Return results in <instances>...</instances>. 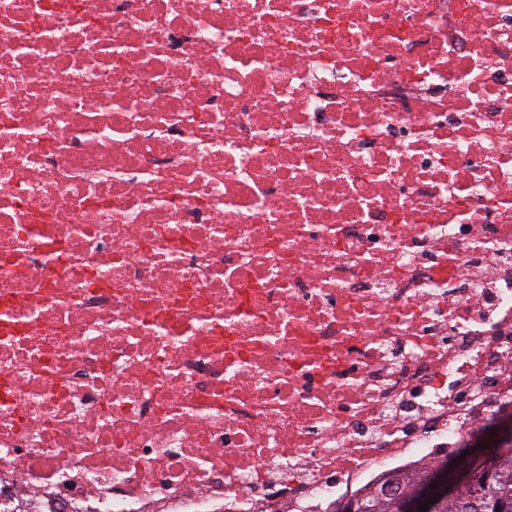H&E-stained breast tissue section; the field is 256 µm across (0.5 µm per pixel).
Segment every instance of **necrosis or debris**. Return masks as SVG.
Segmentation results:
<instances>
[{"label":"necrosis or debris","instance_id":"obj_1","mask_svg":"<svg viewBox=\"0 0 512 512\" xmlns=\"http://www.w3.org/2000/svg\"><path fill=\"white\" fill-rule=\"evenodd\" d=\"M512 408V0H0V512H333Z\"/></svg>","mask_w":512,"mask_h":512}]
</instances>
